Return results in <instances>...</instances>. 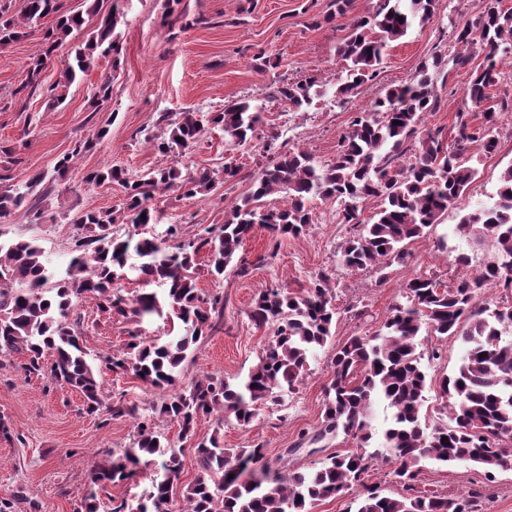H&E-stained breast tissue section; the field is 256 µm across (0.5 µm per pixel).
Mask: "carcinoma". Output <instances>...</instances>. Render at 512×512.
Listing matches in <instances>:
<instances>
[{
  "instance_id": "cac0c4a2",
  "label": "carcinoma",
  "mask_w": 512,
  "mask_h": 512,
  "mask_svg": "<svg viewBox=\"0 0 512 512\" xmlns=\"http://www.w3.org/2000/svg\"><path fill=\"white\" fill-rule=\"evenodd\" d=\"M482 3L483 10L473 20L449 19L457 47L451 57L436 56L432 64H422L413 79L380 92L369 109L356 113L333 160L318 165L305 150L283 151L275 138L265 140L266 163L252 178L248 194L232 206L223 224L204 235L170 247L154 237L121 239L112 225L145 227L154 221L149 199L155 195L176 192L192 199L238 176L239 168L184 173L175 163L137 178L112 167L87 173L88 184L122 183L126 205L115 212L86 210L73 219L78 233L71 239V259L63 270L51 264L35 239L20 234L7 239V232L0 229V359L24 356V372L39 373L53 384L78 391L86 412L95 413L105 407L99 369L80 345V321L71 317L73 303L92 300L100 311L116 313L136 325L155 315L164 317L170 323L167 342L147 340L135 328L129 331L127 351L107 355L105 363L115 373L131 371L153 387L167 388L169 394L161 404L148 409L177 423L181 439H197V476L183 494L179 512H312L318 502L354 490L355 512H472L463 497L418 493L417 482L426 461L448 464L467 459L489 472L512 464V339H505L512 332V303L493 307L484 301L489 288L512 291V279L500 272L502 265L512 264V165L500 177L498 200L466 214L457 226L459 232L473 234L481 242L491 239L497 249L494 260L450 288L424 275L412 278L405 286L407 304L393 307L377 334L352 336L336 350L316 439L342 433L356 443L355 450L323 459L314 471L271 478L270 467L262 464L261 447L230 450L220 444L219 436L200 438L196 431L200 415L215 411L247 426L259 415L260 405L282 401L302 383L309 360L327 342L336 321L334 289L322 273L311 277L308 287L298 293L286 288L257 293L248 317L255 326L270 329L271 337L244 379L231 383L205 376L186 388L177 384L178 368L191 346L213 329L212 314L221 304L220 298H208L196 287L194 263L200 252L208 253L215 278L224 277L229 266L245 276L254 264L267 259L263 255L251 262L238 256L254 227L265 228L275 239L296 237L314 223L310 200L322 196L343 204L342 223L361 227L339 247L340 263L354 270H374L383 279L392 263L405 261V246L440 223L448 207L465 194L476 170L466 165L463 153L474 143L487 153L497 149V113L487 111L485 122L477 127L459 121L454 152L444 147L439 136L420 135V129L426 115L438 107L437 80L430 70L441 74L450 64L466 66L470 62L466 50L480 44L484 61L471 69L463 91L465 102L480 107L500 78L502 63L512 59V11H503L500 0ZM437 5L438 0H379L372 15L355 18L337 47L349 73L339 93L350 98L374 81L391 42L413 25L430 21ZM53 14L55 23L42 27V20ZM88 16L97 17L89 40L74 48L61 79L46 88L57 104L65 101L67 89L95 65L98 56L118 54L114 31L125 17L120 0H112L106 12L101 11L100 0H92L83 13L62 10L59 0H23L16 16L9 14L8 7H0V45L37 31L47 45L44 55L29 64L16 94L42 87L46 57L64 36L82 28ZM314 83L312 78L281 80L273 86V95L300 109L311 105ZM160 122L165 127L146 134L145 141L173 157L195 144L208 124L222 127L228 142L248 145L262 125V115L248 100L235 99L207 119L198 112H181L175 118L163 113ZM92 143L90 138L75 142L53 174L0 190V218L25 206L41 216L35 201L44 195L45 186L64 178L73 159ZM404 157L406 164L401 163ZM274 193L285 194L288 205L267 207L265 199ZM369 197L379 199L380 207L372 222L364 224L358 203ZM132 252L138 262L130 265ZM132 272L143 286L156 285L162 294L124 297L119 281ZM423 334L454 336L464 348L457 374L440 382L448 423L431 427L422 414L431 386L416 353ZM375 398L387 403L391 415L384 441L369 452L368 417ZM107 411L113 417L128 415L135 420L136 446L94 466L82 512H98L97 490L132 478L141 464L150 481L147 497L134 505L123 500L112 506V512H170L184 471L182 451L155 430L152 416L139 412L137 405L115 404ZM444 436L448 440H442ZM143 455L150 459L141 461ZM379 461L394 464L392 474L406 495L386 496L380 486L367 483L370 468ZM23 504L35 508L20 492L1 498L0 512H21Z\"/></svg>"
}]
</instances>
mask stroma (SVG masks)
Instances as JSON below:
<instances>
[{"label": "stroma", "mask_w": 512, "mask_h": 512, "mask_svg": "<svg viewBox=\"0 0 512 512\" xmlns=\"http://www.w3.org/2000/svg\"><path fill=\"white\" fill-rule=\"evenodd\" d=\"M331 0H125V21L116 29L118 58L98 59L95 67L70 88L62 104H54L40 89L23 97L16 90L26 78L28 63L44 52L40 35L33 34L0 48V176L24 181L52 173L56 162L70 152L76 140L93 138L90 151L79 155L56 191L41 205L43 216L21 208L0 220L10 233L34 238L53 264L65 268L69 243L76 229L73 217L86 209L119 210L125 191L116 183L100 186L84 182L87 171L118 165L140 175L167 165L168 160L145 143L161 113L222 110L225 101L246 98L262 108L260 139L245 147L229 146L222 128L207 126L202 137L183 152L180 162L189 170L241 166V177L226 181L198 199L157 195L150 205L157 221L147 231L165 237L169 225H178L182 237L204 233L224 222V215L244 197L249 177L263 162L261 138L277 136L283 149L309 151L322 162L332 160L340 137L355 112L369 108L381 89L408 81L419 64L436 54L449 55L454 46L449 17L475 18L479 0H440L433 20L413 26L394 42L383 58L376 82L363 85L357 97L342 101L336 94L347 72L336 47L353 17L372 12L377 0H354L348 14L324 22ZM279 58L280 65L260 72L252 58L258 52ZM112 78L108 100H98L104 76ZM315 78L319 103L308 111H294L270 95L274 82ZM467 68L449 70L438 81L441 99L428 113L425 127L438 133L444 145L457 140L458 112L471 125L484 120L482 109L466 107L463 90ZM490 106L499 110V145L486 153L471 146L466 160L478 175L467 193L450 207L442 223L423 238L407 244L405 263L393 264L385 274L342 266L339 246L355 232L342 223L335 199L315 198L316 222L295 238L274 241L255 228L239 250L254 260L268 255L265 265H254L247 276L227 268L223 279L209 272L206 254L195 261L196 285L205 294L221 297L224 316L208 336L201 338L180 367L181 385L205 375L235 382L258 362L270 331L256 327L247 312L255 295L265 288L293 291L312 276L326 274L335 289L338 312L332 336L311 362L298 390L281 403L263 405L249 427L234 418L218 421L204 415L198 436L218 433L227 448L261 446L272 470L308 471L326 457L353 447L345 435L315 440L326 403L324 387L330 379V361L338 346L355 335L378 332L391 309L403 301V288L413 277L428 274L445 286L473 276L495 254L491 244H473L455 231L461 218L477 205L492 204L504 169L512 165V66L503 65L501 77L489 90ZM468 264H458V255ZM81 318L85 349L91 355L125 350L133 324L120 316L101 313L94 302L82 300L74 308ZM439 358H431L432 349ZM417 352L433 384L452 375L463 348L455 339L420 336ZM19 357L0 362V497L24 489L38 504V512H78L90 486L96 460L122 453L135 443V425L128 416L107 411L87 414L75 391L50 385L37 375H26ZM99 379L107 403L148 406L163 390L144 384L132 373L101 368ZM419 490L448 498L470 500L474 512H512V467L493 473L467 461L427 464Z\"/></svg>", "instance_id": "stroma-1"}]
</instances>
